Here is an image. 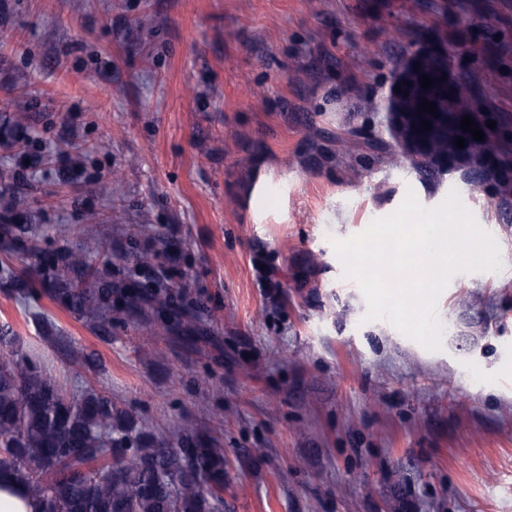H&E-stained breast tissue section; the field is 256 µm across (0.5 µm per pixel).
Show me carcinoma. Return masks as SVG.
Segmentation results:
<instances>
[{"instance_id": "1", "label": "carcinoma", "mask_w": 512, "mask_h": 512, "mask_svg": "<svg viewBox=\"0 0 512 512\" xmlns=\"http://www.w3.org/2000/svg\"><path fill=\"white\" fill-rule=\"evenodd\" d=\"M465 37L455 28L446 53L422 59L433 72L448 73L453 91L439 102L444 112H474L476 88L453 72V56ZM484 140L460 162V179L470 193L482 192L500 207L512 203V144L497 129L482 124ZM457 132L426 137L425 150L409 156L421 180L438 181L442 162L457 157ZM104 268L113 256L100 242L85 241L81 255L54 272V295L75 313L93 319H121L105 306V292L81 287L83 275ZM224 449L184 428L162 446L137 426L112 399L93 390L63 391L55 379L27 358L0 355V476L22 483L38 499L42 512H224Z\"/></svg>"}]
</instances>
